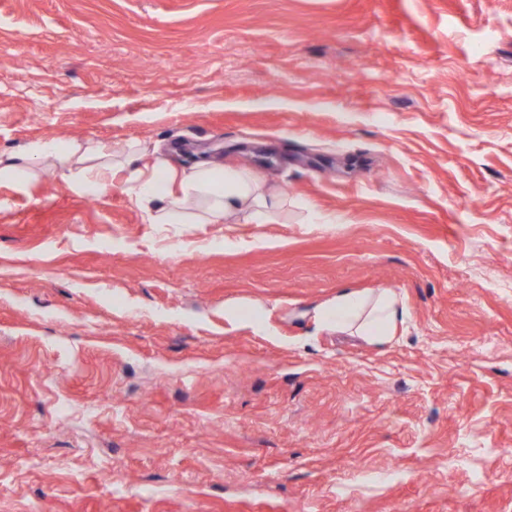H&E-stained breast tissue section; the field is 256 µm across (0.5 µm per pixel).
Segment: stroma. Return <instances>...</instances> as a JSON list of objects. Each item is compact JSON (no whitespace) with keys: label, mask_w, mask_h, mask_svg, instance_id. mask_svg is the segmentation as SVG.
<instances>
[{"label":"stroma","mask_w":512,"mask_h":512,"mask_svg":"<svg viewBox=\"0 0 512 512\" xmlns=\"http://www.w3.org/2000/svg\"><path fill=\"white\" fill-rule=\"evenodd\" d=\"M50 139L283 202L0 176V512H512V0H0V152ZM1 155L0 175L32 169V160L43 159L65 170L71 185L93 189L97 195L117 182L153 224H230L232 216L245 212L250 218L262 219L280 202L255 172L209 162L178 170L157 150L149 151L139 142L127 145L119 154L92 145L82 149L45 141L13 152L5 160ZM94 160L97 163L87 164ZM406 316L404 307L389 292L373 296L349 288L341 289L336 298L318 310V317L336 331L383 344L391 339V330Z\"/></svg>","instance_id":"1"}]
</instances>
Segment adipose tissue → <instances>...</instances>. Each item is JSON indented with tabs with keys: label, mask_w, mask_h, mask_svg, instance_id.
<instances>
[{
	"label": "adipose tissue",
	"mask_w": 512,
	"mask_h": 512,
	"mask_svg": "<svg viewBox=\"0 0 512 512\" xmlns=\"http://www.w3.org/2000/svg\"><path fill=\"white\" fill-rule=\"evenodd\" d=\"M35 159L61 167L71 185L98 195L120 186L154 224H225L240 213L262 219L279 201L255 172L207 162L179 170L138 142L117 154L97 146L36 143L0 158V175L29 167ZM318 316L337 331L383 344L404 321L406 311L392 293L367 296L344 288L319 309Z\"/></svg>",
	"instance_id": "1"
}]
</instances>
